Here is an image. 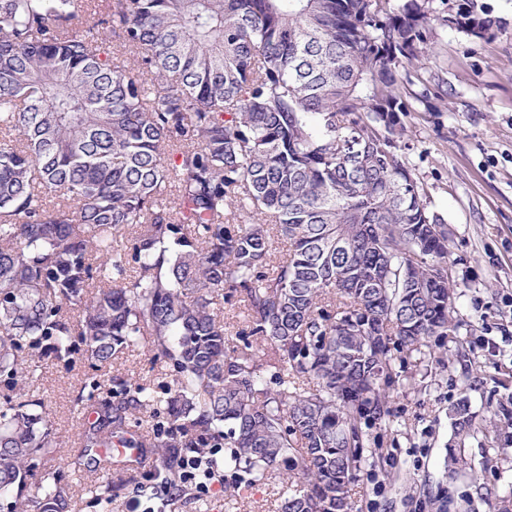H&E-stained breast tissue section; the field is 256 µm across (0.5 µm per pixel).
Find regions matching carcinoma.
I'll return each mask as SVG.
<instances>
[{"label":"carcinoma","instance_id":"1","mask_svg":"<svg viewBox=\"0 0 512 512\" xmlns=\"http://www.w3.org/2000/svg\"><path fill=\"white\" fill-rule=\"evenodd\" d=\"M442 22L467 35L500 24L477 0ZM432 34L430 0H107L92 27L77 0H0L8 512H73L60 481H27L56 447L30 394L42 359L106 366L141 336L173 385L83 387L87 472L116 442L156 457L174 488L181 449L228 448L239 481L279 478L278 512H348L360 420L389 416L392 351L452 321L444 219L395 140L402 70ZM226 288L269 345L265 363L248 341L228 347ZM141 410L166 423L139 428ZM453 413L469 434L467 401Z\"/></svg>","mask_w":512,"mask_h":512}]
</instances>
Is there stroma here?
I'll return each instance as SVG.
<instances>
[{
    "instance_id": "stroma-1",
    "label": "stroma",
    "mask_w": 512,
    "mask_h": 512,
    "mask_svg": "<svg viewBox=\"0 0 512 512\" xmlns=\"http://www.w3.org/2000/svg\"><path fill=\"white\" fill-rule=\"evenodd\" d=\"M483 2L500 27L476 38L436 26L431 59L408 66L401 87L409 109L398 146L447 225L448 275L458 290L448 331L394 356L388 423L365 429L378 455L350 485V512H501L512 502V425L497 414L512 402V0ZM169 371L145 337L106 368L108 377L154 387ZM96 376L81 356L44 362L33 394L50 413L57 447L36 459L34 480L71 487L74 512H131L145 499L156 512H199L189 490L152 497L153 466L135 470L125 486L113 470L75 472V399ZM462 399L476 424L458 438L452 410ZM452 448L461 457L454 468ZM279 488L275 479L251 485L228 475L206 512H276Z\"/></svg>"
}]
</instances>
